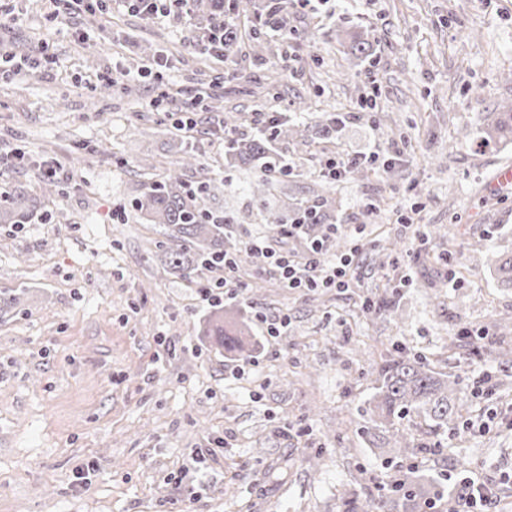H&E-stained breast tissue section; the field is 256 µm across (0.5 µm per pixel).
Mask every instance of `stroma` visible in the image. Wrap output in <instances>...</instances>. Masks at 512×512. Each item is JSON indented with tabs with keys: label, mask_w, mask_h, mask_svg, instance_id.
Returning a JSON list of instances; mask_svg holds the SVG:
<instances>
[{
	"label": "stroma",
	"mask_w": 512,
	"mask_h": 512,
	"mask_svg": "<svg viewBox=\"0 0 512 512\" xmlns=\"http://www.w3.org/2000/svg\"><path fill=\"white\" fill-rule=\"evenodd\" d=\"M280 2L288 24L261 28L262 61L244 48L222 63L189 45L177 15L76 16L51 0H11L20 21L0 45L40 52L41 65L0 74V153L27 152L15 178L44 215L20 231L0 224V297L19 299L0 312V512H337L345 487L379 494L400 464L358 429L374 385L369 361L353 354L365 344L403 347L458 376L472 393L467 419L497 407L498 428L445 432L414 463L492 482L512 505V354L482 355L474 338L451 343L459 325L512 321V289L487 264L512 253V185L494 183L512 146L458 138L512 102V0ZM340 27L363 32L367 57L349 60ZM158 54L169 69L144 76ZM272 69L284 75L275 87ZM211 81L240 114L237 137L256 135L264 112L308 128L306 144H278L293 173L272 182L270 212L330 195L337 223L370 227L360 272L340 292L292 294L243 268L247 289L225 309L289 316L287 332L257 336L248 358L210 347L199 281L150 258L155 231L132 208L181 157L171 108ZM336 112L351 118L320 134ZM140 114L149 132L136 131ZM207 116L198 114L194 148L243 241L266 229L252 195L260 168L225 167L224 134ZM378 148L406 160L336 184L316 171ZM42 161L68 173L50 195L35 171ZM441 224L454 225L452 241L432 238ZM381 298L396 317L364 311ZM487 373L496 388L485 400L473 391ZM218 438L224 447L207 449Z\"/></svg>",
	"instance_id": "obj_1"
}]
</instances>
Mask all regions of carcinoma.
<instances>
[{
    "label": "carcinoma",
    "mask_w": 512,
    "mask_h": 512,
    "mask_svg": "<svg viewBox=\"0 0 512 512\" xmlns=\"http://www.w3.org/2000/svg\"><path fill=\"white\" fill-rule=\"evenodd\" d=\"M242 10L255 16L262 24L279 20V8L245 0ZM482 137L490 141L512 143V104L502 112H488L481 122ZM306 136V129L296 122H280L272 134L250 139H233L224 150V160L237 166L261 162V171L254 183L253 196L264 201L270 182L283 172L281 154L273 142ZM182 168L167 170L162 179L146 187L133 200V208L147 223L155 225L157 237L149 241L148 251L164 264L165 270L185 280H193L212 268L211 260L224 253H234L241 263H249L256 254L232 241L229 225L233 218L215 203V179L205 168L196 167L193 147L181 150ZM196 169L197 177L188 180L185 169ZM41 201L32 195L26 184L16 181L7 186L0 199V224L22 228L31 223L40 211ZM300 207L283 204L280 214L266 219L273 233L285 235V225L299 218ZM494 279L502 288H512V254L493 261ZM210 342L224 352L250 357L252 334L244 321H229L224 313L210 316L205 330ZM512 327L499 325L487 339L490 353L500 355L507 350ZM375 376L374 394L368 407L361 409L365 417L363 432L372 437L371 444L390 462L406 459L420 452H433L436 446L416 445L412 435L395 422L415 416L432 432L457 430L467 406L466 394L459 381L430 368L426 359L395 349L371 366ZM443 495L440 481L411 465L395 479L388 491L377 498L363 497L354 489H346L340 497L338 512H426V508Z\"/></svg>",
    "instance_id": "carcinoma-1"
}]
</instances>
